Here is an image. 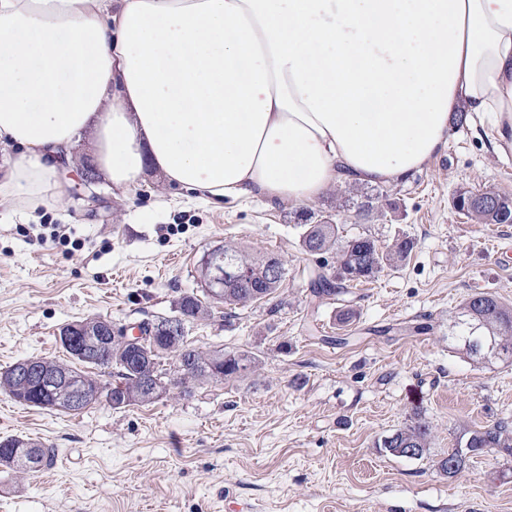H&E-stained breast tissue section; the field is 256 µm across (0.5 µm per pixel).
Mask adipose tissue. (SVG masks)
Returning <instances> with one entry per match:
<instances>
[{"label": "adipose tissue", "instance_id": "adipose-tissue-1", "mask_svg": "<svg viewBox=\"0 0 512 512\" xmlns=\"http://www.w3.org/2000/svg\"><path fill=\"white\" fill-rule=\"evenodd\" d=\"M512 152V0H0V201L64 203L74 149L211 203L398 184L456 113Z\"/></svg>", "mask_w": 512, "mask_h": 512}]
</instances>
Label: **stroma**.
<instances>
[{
  "label": "stroma",
  "mask_w": 512,
  "mask_h": 512,
  "mask_svg": "<svg viewBox=\"0 0 512 512\" xmlns=\"http://www.w3.org/2000/svg\"><path fill=\"white\" fill-rule=\"evenodd\" d=\"M80 177L70 172L64 204L29 217L0 205V372L34 357L72 364L57 334L76 320L174 316L218 247L278 256L288 274L270 300L216 302L186 326L193 347L253 357L245 376L75 416L0 392V439L55 453L37 474L0 468V512H512L511 454L471 457L452 478L438 467L465 430L512 423V365H480L448 345L465 299L512 304V266L496 253L512 224H477L451 204L461 188L512 195V155L494 154L482 130L449 127L447 150L404 183L339 185L298 206L256 197L217 207L150 172L127 196L98 183L92 207ZM366 194L367 217L357 207ZM323 216L343 237L384 248L407 236L415 248L341 298L314 296L313 272L334 259L303 251L296 227ZM55 224L65 241L41 246ZM345 307L356 316L343 326ZM418 415L432 431L421 457L382 449Z\"/></svg>",
  "instance_id": "1"
}]
</instances>
